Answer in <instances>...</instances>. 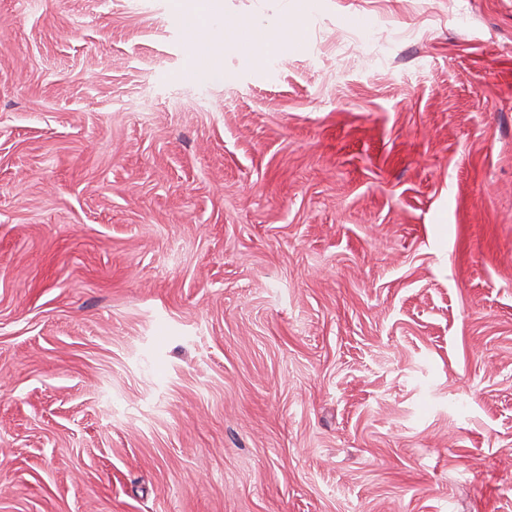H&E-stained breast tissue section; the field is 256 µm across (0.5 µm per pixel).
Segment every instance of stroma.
I'll return each instance as SVG.
<instances>
[{"label":"stroma","mask_w":512,"mask_h":512,"mask_svg":"<svg viewBox=\"0 0 512 512\" xmlns=\"http://www.w3.org/2000/svg\"><path fill=\"white\" fill-rule=\"evenodd\" d=\"M0 0V512H512V0ZM222 0H211L208 8L212 22L191 27L186 43L188 52L197 66L211 76L224 73V53L239 49L238 30L242 19L224 17Z\"/></svg>","instance_id":"35a3bbf8"}]
</instances>
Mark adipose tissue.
<instances>
[{
    "instance_id": "1",
    "label": "adipose tissue",
    "mask_w": 512,
    "mask_h": 512,
    "mask_svg": "<svg viewBox=\"0 0 512 512\" xmlns=\"http://www.w3.org/2000/svg\"><path fill=\"white\" fill-rule=\"evenodd\" d=\"M210 22L191 27L186 43L197 66L212 76L224 73V53L238 48L240 22L225 17L221 0H210Z\"/></svg>"
}]
</instances>
